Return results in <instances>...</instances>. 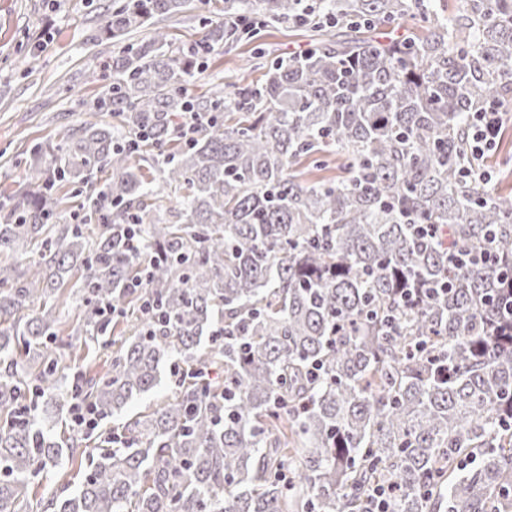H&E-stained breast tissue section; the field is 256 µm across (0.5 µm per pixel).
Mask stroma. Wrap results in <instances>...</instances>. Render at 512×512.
<instances>
[{
	"label": "stroma",
	"instance_id": "stroma-1",
	"mask_svg": "<svg viewBox=\"0 0 512 512\" xmlns=\"http://www.w3.org/2000/svg\"><path fill=\"white\" fill-rule=\"evenodd\" d=\"M122 0H0V196L25 186L30 150L40 143H58L85 119L90 104L109 84L107 65L120 49L106 23ZM224 15V0H189L179 14L154 19L135 32L148 40L154 29L168 32L175 43H189L203 33V21ZM310 31L274 24L254 37H243L231 51H216L205 68L189 76L191 92L215 85L248 83L261 78L258 62H271L302 52ZM97 71L98 80L88 77ZM503 106V137L485 163L506 172L495 190L512 196V98ZM58 355L78 375L106 370L109 352L98 342H72L60 334ZM111 420L86 432L82 447L47 481H35L31 499L40 501L49 489L75 491L87 468L86 454L98 436L110 431Z\"/></svg>",
	"mask_w": 512,
	"mask_h": 512
}]
</instances>
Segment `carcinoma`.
<instances>
[{
	"instance_id": "obj_1",
	"label": "carcinoma",
	"mask_w": 512,
	"mask_h": 512,
	"mask_svg": "<svg viewBox=\"0 0 512 512\" xmlns=\"http://www.w3.org/2000/svg\"><path fill=\"white\" fill-rule=\"evenodd\" d=\"M186 3L112 11L123 50L89 119L35 147L27 186L0 199V257L15 258L0 260V512H32L33 480L80 447L58 433L74 398L121 416L164 365L171 395L112 429L46 508L369 512L385 485L387 512H512V197L462 175L468 114L512 95V0H464L456 19L424 7L420 31L386 40L415 0H224L190 44L126 42ZM259 23L322 37L255 83L188 91ZM185 112L201 124L184 136ZM336 158L339 175L304 177ZM75 180L81 221L51 223ZM451 247L499 262L453 265ZM440 283L412 308L397 295ZM68 286L75 336L103 334L108 305L131 317L107 372L77 386L53 349Z\"/></svg>"
}]
</instances>
